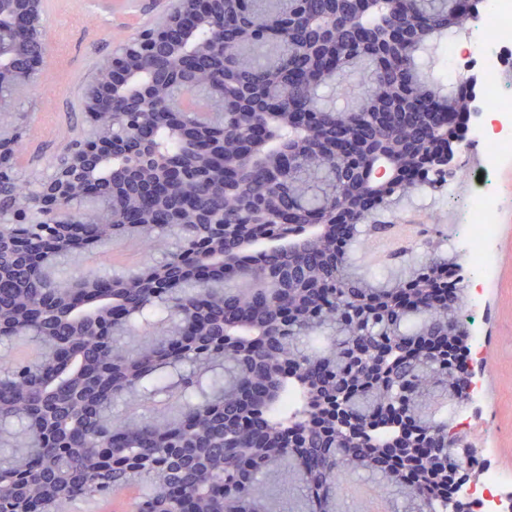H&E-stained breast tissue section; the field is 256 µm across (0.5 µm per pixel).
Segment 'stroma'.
<instances>
[{"label":"stroma","mask_w":512,"mask_h":512,"mask_svg":"<svg viewBox=\"0 0 512 512\" xmlns=\"http://www.w3.org/2000/svg\"><path fill=\"white\" fill-rule=\"evenodd\" d=\"M177 0H42L47 55L43 68L48 87L21 91L28 126L50 129L46 141H25L22 159L28 170L41 172L86 127L81 96L96 64L117 42L155 25ZM472 187L487 190L498 201V223L485 268L464 266L466 279L481 277L485 290L461 311L485 353L478 377L483 387L474 404L472 439L504 477H512V157L495 171L471 172Z\"/></svg>","instance_id":"35a3bbf8"}]
</instances>
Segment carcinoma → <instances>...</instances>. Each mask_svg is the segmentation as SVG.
Returning <instances> with one entry per match:
<instances>
[{
  "instance_id": "1",
  "label": "carcinoma",
  "mask_w": 512,
  "mask_h": 512,
  "mask_svg": "<svg viewBox=\"0 0 512 512\" xmlns=\"http://www.w3.org/2000/svg\"><path fill=\"white\" fill-rule=\"evenodd\" d=\"M224 0V51L174 75V46L136 59L158 90L159 140L185 172L145 224L121 223L139 178L27 224L42 181L0 182V224L41 237L59 259L114 238L157 242L161 260L101 274L4 257L0 328L41 349L37 367L0 359V432L27 446L0 455L14 472L0 512L27 495L51 512L81 497L141 487L135 512H343L349 476L365 475L403 512H448L460 484L448 464L449 415L469 331L464 278L434 287L447 237L388 275H359L354 246L386 233L400 204L448 188L420 150L440 114L466 113L424 68V52L469 14L453 0ZM401 35L391 45L383 34ZM346 101L343 108L332 103ZM385 153L400 166L374 189ZM221 215L246 240L219 241ZM151 458L168 473L131 472Z\"/></svg>"
}]
</instances>
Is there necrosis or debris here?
<instances>
[{
	"label": "necrosis or debris",
	"instance_id": "4bbe7bcc",
	"mask_svg": "<svg viewBox=\"0 0 512 512\" xmlns=\"http://www.w3.org/2000/svg\"><path fill=\"white\" fill-rule=\"evenodd\" d=\"M473 70L484 76L480 109L485 114L494 113L496 122L491 130L482 124L475 126L459 149L464 157L472 150H480L485 168L492 170L503 157L512 154V0H489L483 18L467 23L446 45L442 77L455 84ZM465 197L470 231L458 246L472 265L481 267L487 262L498 204L485 194ZM511 488L512 482L488 468L481 483L462 484L455 496L471 512H512V505L504 498Z\"/></svg>",
	"mask_w": 512,
	"mask_h": 512
}]
</instances>
